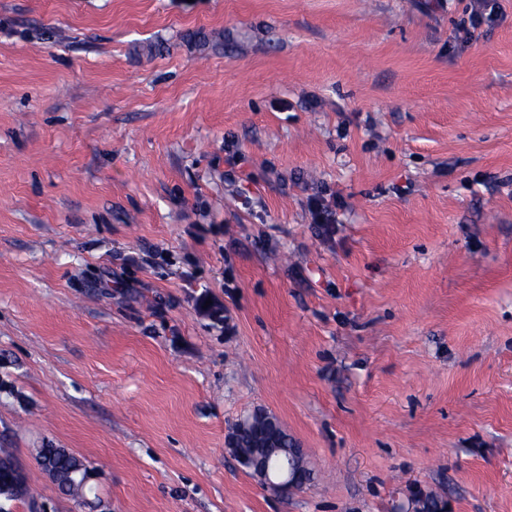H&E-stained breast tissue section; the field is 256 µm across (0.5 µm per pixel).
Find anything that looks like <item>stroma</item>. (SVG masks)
Returning <instances> with one entry per match:
<instances>
[{
	"instance_id": "obj_1",
	"label": "stroma",
	"mask_w": 512,
	"mask_h": 512,
	"mask_svg": "<svg viewBox=\"0 0 512 512\" xmlns=\"http://www.w3.org/2000/svg\"><path fill=\"white\" fill-rule=\"evenodd\" d=\"M470 3L0 0V448L33 501L82 512L53 445L97 512H512V0L464 44ZM257 408L310 485L231 456ZM308 209L313 224L323 227L326 234L333 232L330 224L337 223L336 212L333 211L329 201L322 195H313L308 198ZM35 456L45 472L47 471L44 467V461L49 460L60 481L67 480L68 476L70 477L71 474L74 476L76 472L83 476L86 473H91V469L83 460L65 448H38L35 449ZM71 471L73 472L70 473Z\"/></svg>"
}]
</instances>
